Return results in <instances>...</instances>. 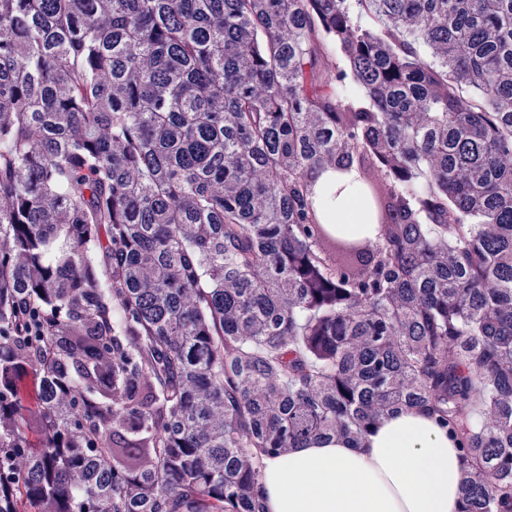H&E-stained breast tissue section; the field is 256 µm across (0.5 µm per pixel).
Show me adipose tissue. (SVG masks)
Listing matches in <instances>:
<instances>
[{"label": "adipose tissue", "instance_id": "obj_1", "mask_svg": "<svg viewBox=\"0 0 512 512\" xmlns=\"http://www.w3.org/2000/svg\"><path fill=\"white\" fill-rule=\"evenodd\" d=\"M459 441L435 417L402 410L360 447L332 439L265 460L266 512H459Z\"/></svg>", "mask_w": 512, "mask_h": 512}]
</instances>
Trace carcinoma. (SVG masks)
I'll return each instance as SVG.
<instances>
[{"mask_svg":"<svg viewBox=\"0 0 512 512\" xmlns=\"http://www.w3.org/2000/svg\"><path fill=\"white\" fill-rule=\"evenodd\" d=\"M511 158L512 0H0V512H264L402 409L512 512Z\"/></svg>","mask_w":512,"mask_h":512,"instance_id":"obj_1","label":"carcinoma"}]
</instances>
